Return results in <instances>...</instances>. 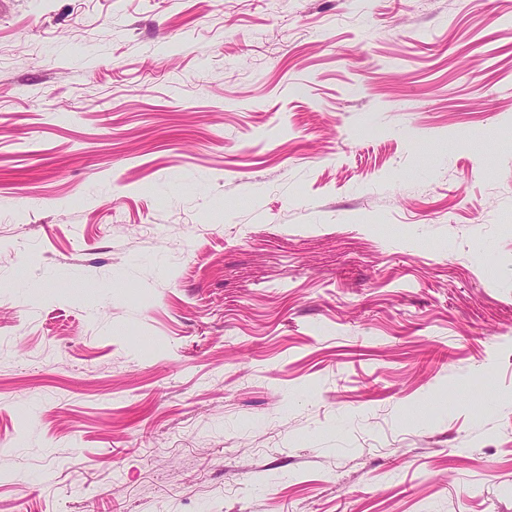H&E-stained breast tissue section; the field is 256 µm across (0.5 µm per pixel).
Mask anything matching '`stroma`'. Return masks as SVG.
Masks as SVG:
<instances>
[{
    "label": "stroma",
    "instance_id": "35a3bbf8",
    "mask_svg": "<svg viewBox=\"0 0 512 512\" xmlns=\"http://www.w3.org/2000/svg\"><path fill=\"white\" fill-rule=\"evenodd\" d=\"M0 512H512V0H0Z\"/></svg>",
    "mask_w": 512,
    "mask_h": 512
}]
</instances>
